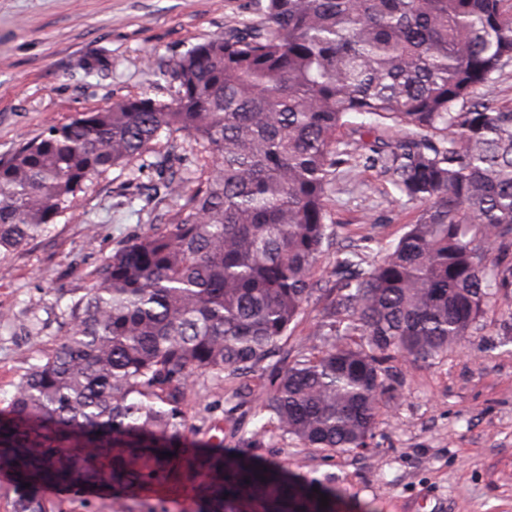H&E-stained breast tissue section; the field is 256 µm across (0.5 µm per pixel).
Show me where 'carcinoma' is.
<instances>
[{
    "instance_id": "carcinoma-1",
    "label": "carcinoma",
    "mask_w": 512,
    "mask_h": 512,
    "mask_svg": "<svg viewBox=\"0 0 512 512\" xmlns=\"http://www.w3.org/2000/svg\"><path fill=\"white\" fill-rule=\"evenodd\" d=\"M248 19L157 72L166 97L111 100L0 159V253L46 232L114 168L181 205L170 222L104 258L66 308L73 329L17 382L0 411V469L14 512H46L45 484L128 491L183 462L184 396L207 373L244 377L286 343L314 294L328 346L287 365L259 413L309 448H364L390 389L385 362L428 363L469 335L512 266V103L478 95L512 64V0H249ZM395 127L355 152L336 132ZM189 137L220 165L197 180L153 153ZM153 160H147L148 156ZM383 163L418 205L397 243L351 251L325 287L328 198L349 160ZM170 457H160L162 453ZM223 504L264 493L271 470L219 460ZM273 512H299L312 486L280 484Z\"/></svg>"
}]
</instances>
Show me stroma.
<instances>
[{"mask_svg":"<svg viewBox=\"0 0 512 512\" xmlns=\"http://www.w3.org/2000/svg\"><path fill=\"white\" fill-rule=\"evenodd\" d=\"M247 0H0V158L54 124L107 101L156 94L160 64L223 33ZM105 60L106 74L80 64ZM115 169L80 193L72 210L41 238L0 256V409L21 374L41 363L71 321L60 295L85 291L101 261L120 245L167 223L176 200L135 199ZM334 233L315 276L342 253H376L414 222L383 168H340L330 194ZM323 303L314 299L286 345L251 376L254 396L220 374L199 376L183 404L184 447L198 465L160 491L117 498L83 486L46 497L48 512H268L263 498L216 510L205 502L207 458L238 456L277 466L286 479L327 490L333 512H512V289L495 295L464 342L431 363H389L393 396L384 400L368 447L307 448L259 406L285 364L317 344Z\"/></svg>","mask_w":512,"mask_h":512,"instance_id":"1","label":"stroma"}]
</instances>
